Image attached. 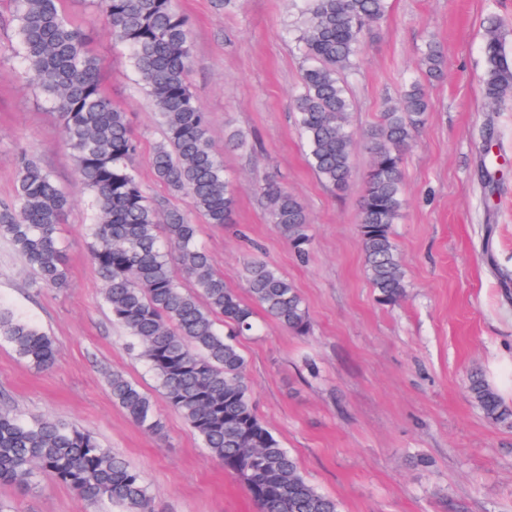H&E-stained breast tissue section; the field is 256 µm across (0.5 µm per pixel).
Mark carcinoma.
<instances>
[{"label": "carcinoma", "mask_w": 512, "mask_h": 512, "mask_svg": "<svg viewBox=\"0 0 512 512\" xmlns=\"http://www.w3.org/2000/svg\"><path fill=\"white\" fill-rule=\"evenodd\" d=\"M112 41L123 47L137 84L151 99L162 129L149 162L156 179L192 208L150 199L135 173L139 140L127 114L112 105L90 53L87 35L62 7L63 0H12L16 54L26 77L62 118L63 142L76 161V180L92 198L89 255L103 282L112 319L149 364L170 407L186 420L224 469L256 501L259 512H341L318 491L296 459L258 418L237 337L254 329V307L293 334L310 332L301 293L275 266L254 257L244 267L251 302L224 283L197 240L205 224L234 223L237 195L209 137V114L187 83L193 47L188 19L175 0H94ZM303 20L290 30L307 62L292 106L314 173L343 192L353 170L352 102L347 77L359 66L364 37L384 19L390 0H301ZM482 94L490 104L512 98V58L500 25L492 20L484 43ZM445 56L425 44L420 70L442 77ZM429 102L419 81L389 105L365 135L371 161L363 176L358 212L365 267L378 300L399 303L406 280L393 239L403 205L404 157ZM14 194L0 200V239L12 243L42 288H64L67 264L57 238L72 205L38 160L25 150L12 157ZM262 195L270 217L295 254L308 253L309 218L302 203L269 179ZM223 319L224 330L217 328ZM0 344L36 369L50 367L53 339L38 324L0 301ZM112 399L132 422L158 434L162 422L149 397L123 374L109 379ZM469 393L486 418L512 429V406L479 370ZM67 485L91 507L111 512H155L140 470L90 432L41 416L0 412V483L26 490L41 475Z\"/></svg>", "instance_id": "1"}]
</instances>
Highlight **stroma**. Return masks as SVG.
Listing matches in <instances>:
<instances>
[{
	"mask_svg": "<svg viewBox=\"0 0 512 512\" xmlns=\"http://www.w3.org/2000/svg\"><path fill=\"white\" fill-rule=\"evenodd\" d=\"M193 38L191 91L210 117L214 152L237 189L234 223L200 227V242L225 283L243 290L246 240L290 279L312 329L298 336L257 313L259 330L240 337L258 416L318 490L342 512H512V430L489 421L468 392L484 372L512 404V103L489 107L481 94L484 30L502 23L512 54V0H391L365 41L349 80L351 125L363 134L420 75L427 38L446 57L427 84V119L407 153L402 216L393 226L407 290L380 304L363 262L358 211L370 163L356 143L349 190L336 194L308 167L290 98L303 61L288 34L293 0H176ZM102 61V88L141 137L137 169L148 195L168 199L149 156L161 131L122 48L90 0H65ZM16 22L0 0V199L14 193L16 148H26L74 202L58 230L67 287L37 288L12 246L0 239V300L53 337L54 365L18 360L0 345V410L74 423L141 470L156 512H259L239 480L213 459L168 405L146 362L112 320L87 260L93 211L78 194L61 119L26 79L15 56ZM494 132L499 171L485 192L477 165L481 132ZM247 138L228 145L234 132ZM275 177L303 204L311 249L298 261L268 221L259 186ZM123 372L149 394L160 436L137 428L112 400L107 380ZM11 512H90L66 485L42 478L22 491L0 485Z\"/></svg>",
	"mask_w": 512,
	"mask_h": 512,
	"instance_id": "35a3bbf8",
	"label": "stroma"
}]
</instances>
